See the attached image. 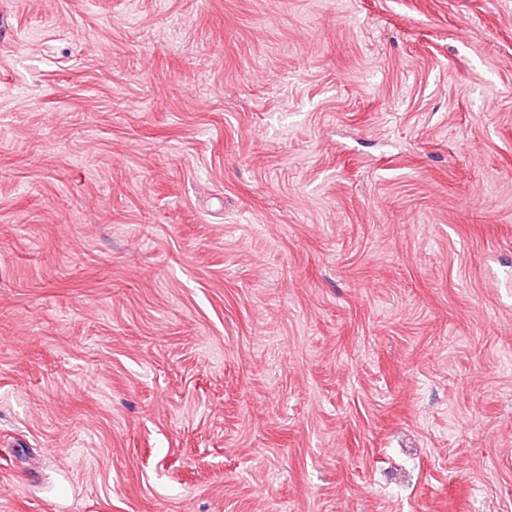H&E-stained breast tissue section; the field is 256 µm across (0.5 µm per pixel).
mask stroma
<instances>
[{
  "instance_id": "1",
  "label": "stroma",
  "mask_w": 512,
  "mask_h": 512,
  "mask_svg": "<svg viewBox=\"0 0 512 512\" xmlns=\"http://www.w3.org/2000/svg\"><path fill=\"white\" fill-rule=\"evenodd\" d=\"M0 512H512V0H0Z\"/></svg>"
}]
</instances>
